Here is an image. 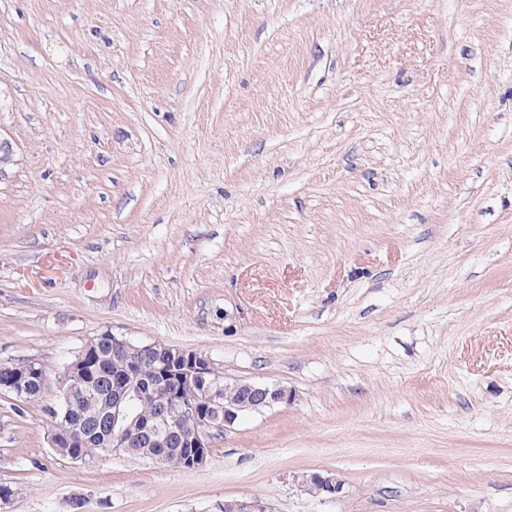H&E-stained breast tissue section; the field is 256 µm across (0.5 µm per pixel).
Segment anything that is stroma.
I'll use <instances>...</instances> for the list:
<instances>
[{
	"label": "stroma",
	"mask_w": 512,
	"mask_h": 512,
	"mask_svg": "<svg viewBox=\"0 0 512 512\" xmlns=\"http://www.w3.org/2000/svg\"><path fill=\"white\" fill-rule=\"evenodd\" d=\"M1 140L0 512H512V0H0ZM105 332L292 399L71 461ZM304 490L311 493L315 487H318L319 496L326 498H334L342 490V481L335 476H323L320 473H312L303 475L301 481ZM322 493V494H321Z\"/></svg>",
	"instance_id": "obj_1"
}]
</instances>
